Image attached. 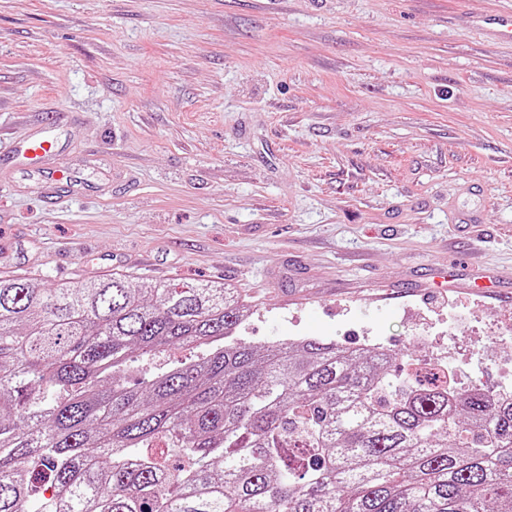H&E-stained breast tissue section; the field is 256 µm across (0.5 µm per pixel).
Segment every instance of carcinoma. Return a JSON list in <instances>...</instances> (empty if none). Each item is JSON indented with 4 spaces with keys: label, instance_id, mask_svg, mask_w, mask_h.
<instances>
[{
    "label": "carcinoma",
    "instance_id": "1",
    "mask_svg": "<svg viewBox=\"0 0 512 512\" xmlns=\"http://www.w3.org/2000/svg\"><path fill=\"white\" fill-rule=\"evenodd\" d=\"M248 311L218 281L1 276L0 512H512L511 391L393 379L382 347L225 342ZM175 345L208 353L120 384ZM159 436L192 467L138 452Z\"/></svg>",
    "mask_w": 512,
    "mask_h": 512
}]
</instances>
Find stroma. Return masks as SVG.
I'll return each mask as SVG.
<instances>
[{
    "instance_id": "1",
    "label": "stroma",
    "mask_w": 512,
    "mask_h": 512,
    "mask_svg": "<svg viewBox=\"0 0 512 512\" xmlns=\"http://www.w3.org/2000/svg\"><path fill=\"white\" fill-rule=\"evenodd\" d=\"M512 0H0V137L58 120L81 182L0 160V274L232 284L235 339L440 354L512 388ZM437 263L505 290L430 289ZM132 353L146 381L195 357ZM476 28L488 39L512 43V12L484 17L476 22Z\"/></svg>"
}]
</instances>
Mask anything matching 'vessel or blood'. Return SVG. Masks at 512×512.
I'll return each mask as SVG.
<instances>
[{
	"label": "vessel or blood",
	"instance_id": "obj_1",
	"mask_svg": "<svg viewBox=\"0 0 512 512\" xmlns=\"http://www.w3.org/2000/svg\"><path fill=\"white\" fill-rule=\"evenodd\" d=\"M477 30L486 38L512 43V12L499 13L477 21ZM59 144L51 128H43L12 138L0 147V156L9 160H22L40 174L39 184L44 191L59 185L78 184L80 173L73 167L55 165L54 157Z\"/></svg>",
	"mask_w": 512,
	"mask_h": 512
}]
</instances>
